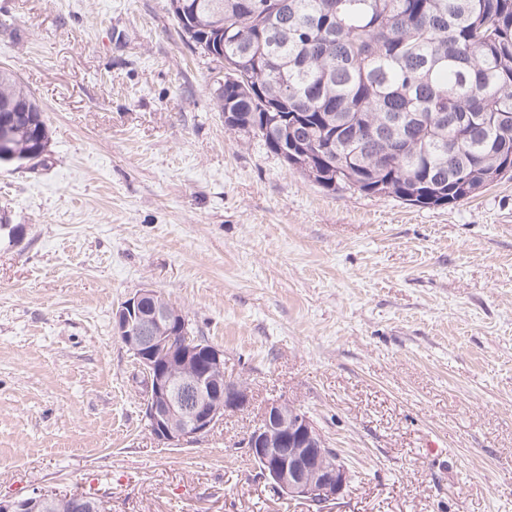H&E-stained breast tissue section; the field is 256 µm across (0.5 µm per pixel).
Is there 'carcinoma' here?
<instances>
[{
    "label": "carcinoma",
    "mask_w": 512,
    "mask_h": 512,
    "mask_svg": "<svg viewBox=\"0 0 512 512\" xmlns=\"http://www.w3.org/2000/svg\"><path fill=\"white\" fill-rule=\"evenodd\" d=\"M169 11L224 69L227 129L325 190L431 208L512 166V0H169ZM5 107L16 153L47 146L41 109L0 67Z\"/></svg>",
    "instance_id": "1"
}]
</instances>
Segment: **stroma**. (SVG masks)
Instances as JSON below:
<instances>
[{"label": "stroma", "mask_w": 512, "mask_h": 512, "mask_svg": "<svg viewBox=\"0 0 512 512\" xmlns=\"http://www.w3.org/2000/svg\"><path fill=\"white\" fill-rule=\"evenodd\" d=\"M44 114L0 164V498L318 512L242 441L281 400L353 478L329 512H512V177L453 206L329 192L228 131L168 0H0V67ZM151 288L247 404L163 448L113 330Z\"/></svg>", "instance_id": "1"}]
</instances>
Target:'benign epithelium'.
<instances>
[{"label":"benign epithelium","mask_w":512,"mask_h":512,"mask_svg":"<svg viewBox=\"0 0 512 512\" xmlns=\"http://www.w3.org/2000/svg\"><path fill=\"white\" fill-rule=\"evenodd\" d=\"M11 114L0 113V162L35 165L43 152L12 151ZM153 299L152 305L146 300ZM115 334L133 354L145 378V418L162 445L179 447L208 434L228 410L246 405L243 386L224 381V351L192 336L186 316L151 288L115 309ZM251 457L265 464L277 491L319 509L339 500L352 474L303 410L283 401L268 404L243 440ZM103 503L80 492L0 498V512H101Z\"/></svg>","instance_id":"obj_1"}]
</instances>
